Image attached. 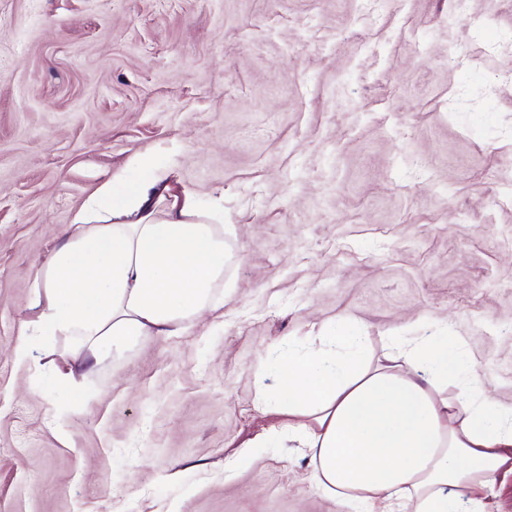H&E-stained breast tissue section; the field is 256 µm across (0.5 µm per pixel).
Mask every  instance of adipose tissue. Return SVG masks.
<instances>
[{
    "mask_svg": "<svg viewBox=\"0 0 512 512\" xmlns=\"http://www.w3.org/2000/svg\"><path fill=\"white\" fill-rule=\"evenodd\" d=\"M137 174L105 182L74 214L64 241L31 283L29 335L68 342L55 389L70 394L136 343L180 334L217 310L224 282V227L215 213L144 154ZM470 360L451 336L406 339L376 361L358 329L333 327L324 347L260 361V399H273L279 447L308 448L327 497L356 512H488L500 472H512V407L471 379L448 396Z\"/></svg>",
    "mask_w": 512,
    "mask_h": 512,
    "instance_id": "obj_1",
    "label": "adipose tissue"
}]
</instances>
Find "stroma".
<instances>
[{
  "label": "stroma",
  "mask_w": 512,
  "mask_h": 512,
  "mask_svg": "<svg viewBox=\"0 0 512 512\" xmlns=\"http://www.w3.org/2000/svg\"><path fill=\"white\" fill-rule=\"evenodd\" d=\"M224 205V305L51 390L13 348L74 212L136 157ZM512 0H0V512H351L259 358L448 331L512 406Z\"/></svg>",
  "instance_id": "obj_1"
}]
</instances>
